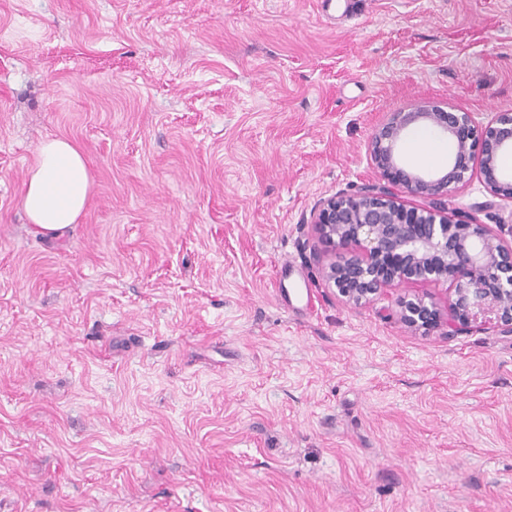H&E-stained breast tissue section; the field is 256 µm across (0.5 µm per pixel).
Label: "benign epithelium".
<instances>
[{"instance_id":"benign-epithelium-1","label":"benign epithelium","mask_w":512,"mask_h":512,"mask_svg":"<svg viewBox=\"0 0 512 512\" xmlns=\"http://www.w3.org/2000/svg\"><path fill=\"white\" fill-rule=\"evenodd\" d=\"M423 127L448 138L454 152L435 172L407 170L399 145ZM512 151V112H498L486 126L450 105L421 101L391 112L378 124L367 152L379 172L409 195L428 200L410 206L385 186L364 185L320 200L310 214L321 274L346 303L366 304L399 286L450 284L444 299L415 294L400 301V321L415 331L442 329L452 336L470 324L512 335V224L492 226L448 212L442 198L477 175L490 209L512 202V176L499 156ZM507 231L511 239L502 236Z\"/></svg>"}]
</instances>
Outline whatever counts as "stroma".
<instances>
[{"instance_id": "1", "label": "stroma", "mask_w": 512, "mask_h": 512, "mask_svg": "<svg viewBox=\"0 0 512 512\" xmlns=\"http://www.w3.org/2000/svg\"><path fill=\"white\" fill-rule=\"evenodd\" d=\"M512 111V0H0V512H512V335L325 285L388 113ZM91 202L32 233L39 143ZM479 181L448 208L495 225Z\"/></svg>"}]
</instances>
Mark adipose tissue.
<instances>
[{"mask_svg": "<svg viewBox=\"0 0 512 512\" xmlns=\"http://www.w3.org/2000/svg\"><path fill=\"white\" fill-rule=\"evenodd\" d=\"M91 196L81 150L61 138L42 141L25 181L22 206L34 234L59 236L77 222Z\"/></svg>", "mask_w": 512, "mask_h": 512, "instance_id": "adipose-tissue-1", "label": "adipose tissue"}]
</instances>
